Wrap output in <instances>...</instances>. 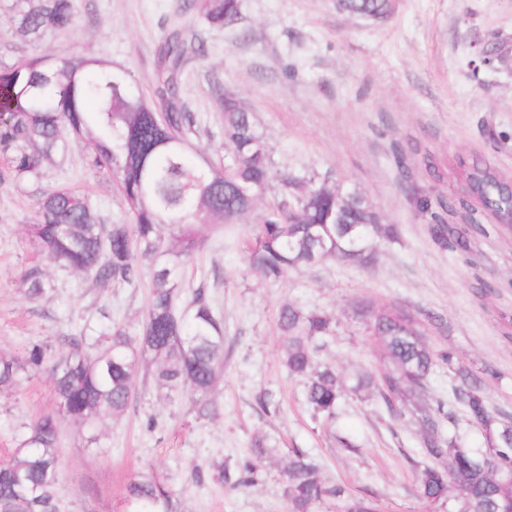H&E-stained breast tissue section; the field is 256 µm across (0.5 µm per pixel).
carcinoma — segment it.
I'll return each mask as SVG.
<instances>
[{"mask_svg":"<svg viewBox=\"0 0 512 512\" xmlns=\"http://www.w3.org/2000/svg\"><path fill=\"white\" fill-rule=\"evenodd\" d=\"M359 17L382 18L390 0H342ZM78 0H16V32L30 42L71 28L78 21ZM201 15L223 28L240 19L238 0H184L177 19L164 34L156 73V108L132 89L112 88V67L94 58L32 57L0 68V160L14 179L37 178L42 164L62 147L63 133L82 143L95 168L118 183L129 208L128 224H104L79 195L66 187L42 193L28 235L51 263L91 277L99 284H133L141 264L149 262L151 296L139 329L112 321L84 351L85 336L68 340V351L51 366L56 407L24 427L10 463L0 466V512H62L57 494V447L65 419L87 427L129 404L141 366L152 367L156 385L169 393L190 388L199 414L217 408V379L224 367V323L204 286L193 289L185 306L180 272L205 245L197 226L235 224L250 213L272 181L276 194L266 200L260 221L243 237L248 267L265 279L278 280L301 266L336 260L366 264L375 241L394 240L399 225L383 224L372 205L354 188L328 186L311 177L301 183L274 170L271 153L253 121V112L232 94L222 99L224 148L228 160L215 162L190 140L194 113L177 100L189 55L202 56L203 44L186 41L184 16ZM466 183L453 201L414 194L415 209L430 220L429 232L442 250L466 251L471 237L487 234L475 215L490 212L512 221L509 183L486 164L458 161ZM32 299L52 291L45 270L33 265L23 273ZM368 320L378 344L379 377L357 384L382 400L392 412L409 408L420 420L425 455L448 460L426 465L418 477V496L448 512H512V414L489 406L484 382L496 376L455 367L453 351L434 350L421 329L392 306L356 309ZM277 329L288 371L303 383L304 397L317 416L336 418L343 387L336 369L319 365L316 354L334 335L336 321L319 310L291 304L277 312ZM46 348L34 344L17 357L0 353V390L42 369ZM455 371L454 403L441 399L419 403L436 366ZM460 405L485 436L486 450L472 453L445 435L444 423ZM253 457L239 470L238 484L248 485L264 465L269 449L254 442ZM317 459L301 448L288 454V512H314L340 500V512H379L371 498L352 497L343 487L322 481ZM130 512H177L174 493L149 471L130 483Z\"/></svg>","mask_w":512,"mask_h":512,"instance_id":"obj_1","label":"carcinoma"}]
</instances>
